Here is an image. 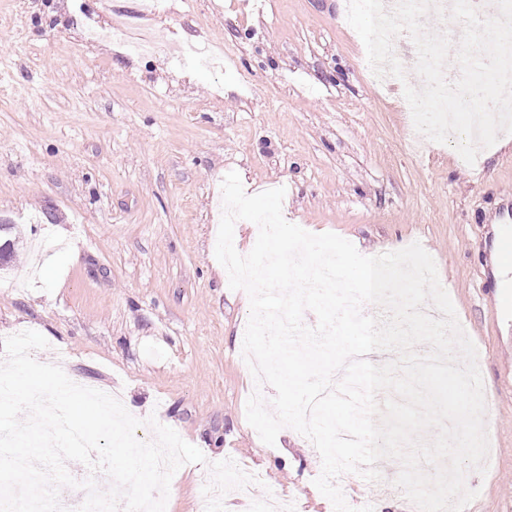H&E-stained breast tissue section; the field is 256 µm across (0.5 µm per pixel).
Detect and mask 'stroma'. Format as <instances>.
Segmentation results:
<instances>
[{
	"label": "stroma",
	"instance_id": "1",
	"mask_svg": "<svg viewBox=\"0 0 512 512\" xmlns=\"http://www.w3.org/2000/svg\"><path fill=\"white\" fill-rule=\"evenodd\" d=\"M146 0H0V220L15 257L0 270V338L33 330L36 360L90 387L119 391L151 441L164 421L206 461L174 475L167 512H203L200 477L232 459L263 477L226 512H334L314 485V446L283 428L266 446L246 419L245 291L215 257L221 183L247 193L276 182L284 218L334 233L359 252L420 243L434 259L474 342L489 407L486 472L465 512H512V304L501 305L488 261L490 222L512 207V135L466 164L453 145L416 147L403 91L366 75L347 0H156L145 24L171 42L223 51L202 67L120 41L88 43L81 20L121 22ZM380 482L348 475L355 508L409 512Z\"/></svg>",
	"mask_w": 512,
	"mask_h": 512
}]
</instances>
